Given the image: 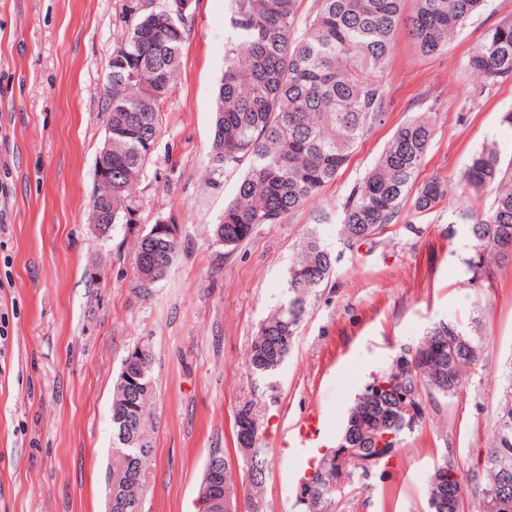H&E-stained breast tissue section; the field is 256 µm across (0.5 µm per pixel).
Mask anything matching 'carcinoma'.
Here are the masks:
<instances>
[{"instance_id": "1", "label": "carcinoma", "mask_w": 512, "mask_h": 512, "mask_svg": "<svg viewBox=\"0 0 512 512\" xmlns=\"http://www.w3.org/2000/svg\"><path fill=\"white\" fill-rule=\"evenodd\" d=\"M299 0H228L230 33L224 43L209 183L223 186L224 174L245 167L220 224L224 248L232 251L260 224H278L336 178L358 143L384 121L385 93L378 76L388 64L390 44L406 28L419 52L434 55L482 10L486 0H316L315 14L302 18ZM188 14L172 3L137 16L112 52V223L130 224L135 208L130 190L143 175L160 123L162 105L179 67ZM484 86L512 76V19L484 33L467 62ZM435 113L417 112L394 132L374 167L350 192L339 220L346 248L370 241L395 223L406 203L412 214L433 210L453 189L492 195L477 217L463 213L477 259L467 264L471 283L489 281L494 269L512 263V169L503 167L497 143L476 151L455 181L434 177L416 184L435 134ZM336 258L316 227L302 237L288 270L287 296L267 317L248 354L250 373L266 378L285 362L310 298L327 284ZM486 344L478 330L433 323L414 345L400 349L414 365L413 376L389 388L388 371L372 377L349 409L337 448L351 456L338 461L336 448L317 460L298 486L301 512H332L343 484L385 474L402 447L406 405L426 407L461 390V376L481 368ZM151 356L128 393L113 392L112 437L117 445L112 474L113 512H142L143 475L153 455L146 436L154 386ZM132 427L143 447L124 445L119 432ZM251 405L234 419L236 451L244 469L241 487L228 480L224 458L200 512H260L268 460L259 443ZM443 459L428 479L427 512H460L466 483H474L481 512H512V395L501 405L497 434L486 451L479 482L455 475ZM221 499L224 507L214 504Z\"/></svg>"}]
</instances>
